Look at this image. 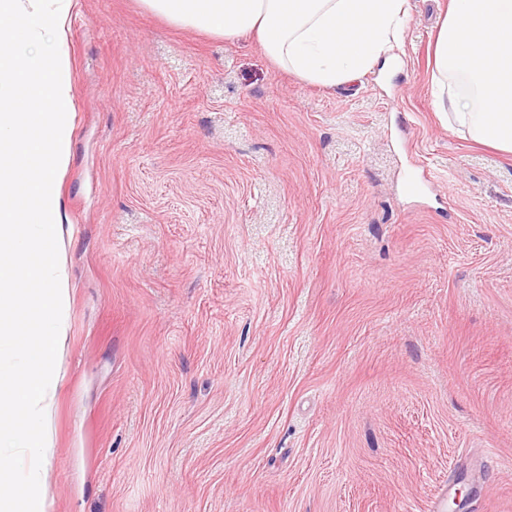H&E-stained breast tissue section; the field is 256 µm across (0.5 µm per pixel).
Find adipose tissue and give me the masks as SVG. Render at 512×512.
Here are the masks:
<instances>
[{
	"label": "adipose tissue",
	"instance_id": "adipose-tissue-1",
	"mask_svg": "<svg viewBox=\"0 0 512 512\" xmlns=\"http://www.w3.org/2000/svg\"><path fill=\"white\" fill-rule=\"evenodd\" d=\"M173 25L232 39L256 35L268 57L299 78L354 82L394 50L410 0H139ZM434 79H459L450 124L512 154V0H448L434 46Z\"/></svg>",
	"mask_w": 512,
	"mask_h": 512
}]
</instances>
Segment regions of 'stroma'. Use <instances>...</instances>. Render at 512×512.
<instances>
[{
    "mask_svg": "<svg viewBox=\"0 0 512 512\" xmlns=\"http://www.w3.org/2000/svg\"><path fill=\"white\" fill-rule=\"evenodd\" d=\"M392 78L74 0L48 512H512V155Z\"/></svg>",
    "mask_w": 512,
    "mask_h": 512,
    "instance_id": "stroma-1",
    "label": "stroma"
}]
</instances>
